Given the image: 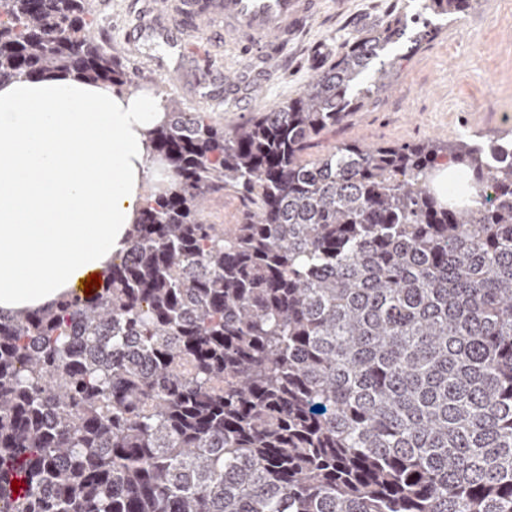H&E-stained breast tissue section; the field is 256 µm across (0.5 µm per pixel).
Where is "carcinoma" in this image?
<instances>
[{
	"label": "carcinoma",
	"mask_w": 512,
	"mask_h": 512,
	"mask_svg": "<svg viewBox=\"0 0 512 512\" xmlns=\"http://www.w3.org/2000/svg\"><path fill=\"white\" fill-rule=\"evenodd\" d=\"M95 21L93 0H0V82L135 88ZM404 35L353 40L234 127L164 99L151 160L171 180L101 291L0 311V512H512V156L308 157L389 88L374 61ZM441 163L469 199L435 189ZM224 189L254 201L227 231L202 217Z\"/></svg>",
	"instance_id": "1"
}]
</instances>
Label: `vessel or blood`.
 Segmentation results:
<instances>
[{"mask_svg":"<svg viewBox=\"0 0 512 512\" xmlns=\"http://www.w3.org/2000/svg\"><path fill=\"white\" fill-rule=\"evenodd\" d=\"M322 0H172L166 14L140 21L137 35L176 47L174 29L201 15L220 30L225 43L268 60H285L288 47L320 13Z\"/></svg>","mask_w":512,"mask_h":512,"instance_id":"obj_1","label":"vessel or blood"}]
</instances>
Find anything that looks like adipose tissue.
Returning a JSON list of instances; mask_svg holds the SVG:
<instances>
[{"instance_id": "1", "label": "adipose tissue", "mask_w": 512, "mask_h": 512, "mask_svg": "<svg viewBox=\"0 0 512 512\" xmlns=\"http://www.w3.org/2000/svg\"><path fill=\"white\" fill-rule=\"evenodd\" d=\"M162 98L70 75L0 83V309L30 312L104 275L129 247Z\"/></svg>"}]
</instances>
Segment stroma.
Wrapping results in <instances>:
<instances>
[{"instance_id":"1","label":"stroma","mask_w":512,"mask_h":512,"mask_svg":"<svg viewBox=\"0 0 512 512\" xmlns=\"http://www.w3.org/2000/svg\"><path fill=\"white\" fill-rule=\"evenodd\" d=\"M155 0H94V39L139 77V89L172 96L183 111H205L232 127L268 112L301 92L326 69L346 41L383 32L395 20L406 36L388 44L383 58H401L389 91L372 97L313 141L317 157L340 142L412 144L431 138H470L487 145L512 132V0H470L459 14L436 16L415 52L408 39L421 28L423 0H325V10L288 51V64L259 78L265 63L225 46L208 27L186 41L207 46L213 69L201 73L193 58L167 47L140 45L134 28Z\"/></svg>"}]
</instances>
